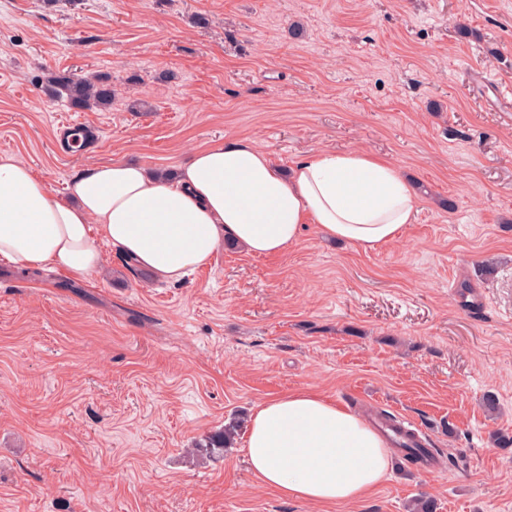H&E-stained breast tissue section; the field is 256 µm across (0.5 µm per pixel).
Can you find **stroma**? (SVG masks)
<instances>
[{
  "mask_svg": "<svg viewBox=\"0 0 512 512\" xmlns=\"http://www.w3.org/2000/svg\"><path fill=\"white\" fill-rule=\"evenodd\" d=\"M98 75L79 110L50 75ZM512 0H0V158L55 194L122 159L164 172L251 138L282 168L320 150L396 164L415 223L374 251L307 225L288 251L222 246L159 283L103 245L92 277L0 261V512H512ZM99 127L87 154L62 121ZM320 393L416 426L336 506L260 486L244 435L264 400ZM493 396L495 412L483 400ZM237 423L234 446L205 447ZM81 122L78 121H69L60 127V139L58 141L59 148L62 152L66 154H80L85 152L93 142H96L100 139L99 132L97 130H91L87 127L84 128ZM79 130L81 134L80 138L77 142L72 140V136L70 133L65 136L66 132H71L74 130Z\"/></svg>",
  "mask_w": 512,
  "mask_h": 512,
  "instance_id": "1",
  "label": "stroma"
}]
</instances>
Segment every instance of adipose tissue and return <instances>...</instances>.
Returning <instances> with one entry per match:
<instances>
[{"mask_svg":"<svg viewBox=\"0 0 512 512\" xmlns=\"http://www.w3.org/2000/svg\"><path fill=\"white\" fill-rule=\"evenodd\" d=\"M419 199L396 165L362 151H322L282 169L247 139L194 151L178 174L112 162L55 195L25 162L0 159V259L94 275L111 244L151 277L176 282L224 241L253 255L287 251L307 224L371 251L413 223ZM257 481L284 498L348 503L389 469L384 439L359 415L297 390L262 402L245 434Z\"/></svg>","mask_w":512,"mask_h":512,"instance_id":"obj_1","label":"adipose tissue"}]
</instances>
